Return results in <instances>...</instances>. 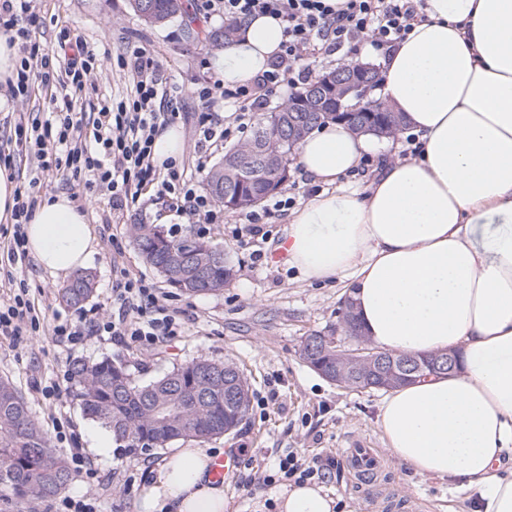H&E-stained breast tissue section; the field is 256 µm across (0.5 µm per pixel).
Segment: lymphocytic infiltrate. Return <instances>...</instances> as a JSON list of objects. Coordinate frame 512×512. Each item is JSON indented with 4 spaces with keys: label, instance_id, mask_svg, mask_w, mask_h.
<instances>
[{
    "label": "lymphocytic infiltrate",
    "instance_id": "obj_1",
    "mask_svg": "<svg viewBox=\"0 0 512 512\" xmlns=\"http://www.w3.org/2000/svg\"><path fill=\"white\" fill-rule=\"evenodd\" d=\"M196 8L233 25L253 15L274 17L283 25L284 39L269 70L250 83L200 89L192 158L159 165L153 143L176 117L184 89L163 80L154 54L141 45L119 55L118 64L130 74L132 87L104 102L93 121H86L77 111L76 96L97 69L94 49L79 37L60 42L55 52L41 47L30 41L23 25L30 0H0V33L18 42L13 96H27L36 78L56 89L48 117L19 118L5 145H0V166H11L20 153L36 161L28 189L15 196L12 229L0 245V279L11 290L0 301V337L15 342L40 329L35 302L14 271L28 256L24 226L35 210L43 177H62L86 195L109 192L112 209L119 213L137 203L151 186L192 223H220L221 215L201 185L213 149L231 131L246 129L270 96L300 90L321 59L362 40L377 49L392 46L424 19L417 0H197ZM223 104L234 107L225 124L216 118ZM112 308L113 318L94 329L65 322L56 325L54 332L74 342L91 331L105 333L117 343L142 346L181 333L178 313L169 308L165 295L129 271H121L112 283Z\"/></svg>",
    "mask_w": 512,
    "mask_h": 512
}]
</instances>
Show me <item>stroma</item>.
<instances>
[{
  "label": "stroma",
  "mask_w": 512,
  "mask_h": 512,
  "mask_svg": "<svg viewBox=\"0 0 512 512\" xmlns=\"http://www.w3.org/2000/svg\"><path fill=\"white\" fill-rule=\"evenodd\" d=\"M29 15L33 42L54 49L64 37L78 35L94 47L101 70L78 101L87 113L97 111L103 99L129 90L128 74L117 58L133 44L150 47L163 64L165 80L185 89L210 86L220 78L214 65L218 52L203 41L204 34L223 32L224 22L218 17L197 16L189 29L178 18L152 27L132 11L128 0H31ZM49 109L50 91L41 83H33L24 98L12 97L7 85L0 83V137L8 134L19 115L39 117ZM290 178L293 208L269 225L267 239L254 242L238 237L231 224L204 225V240L222 247L234 267L231 282L215 294L185 296L143 262L129 226L140 221L158 224L171 212L168 203L153 200L148 190L142 194L146 206H132L118 220L109 195L77 198L96 238V251L86 265L95 276L96 291L83 305H61L58 290L64 279L50 276L34 258H27L19 276L39 301L41 328L38 335L17 344L0 338V379L13 382L46 433H53L55 421L63 420L67 439L56 443V451L66 456L71 449H82L95 470L92 479L77 474L68 496L91 490L100 512H139L142 487L156 477L169 454L168 449L157 448L131 458L116 447H95L94 437L103 428L84 414L68 376L77 359L125 361L141 382L200 355L238 363L250 385L248 418L235 433L210 440L206 449L216 453L238 449L252 459L253 466L242 469L234 487L226 489L224 512H277L275 485L253 480L252 475L274 473L280 456L289 451L323 459L337 456L339 449L355 441L384 448L376 426L381 391L336 385L300 356L306 337L339 332L344 285L337 280L311 282L290 260L271 261V254L285 240L293 209L326 190L302 175L298 166H291ZM120 269L142 276L166 295L183 319L182 335L149 351L117 346L107 336H90L74 345L55 335L61 322L110 312L112 282ZM55 384L61 387L60 396L42 395V388ZM384 474L382 485L364 494L356 491L353 476L342 466L327 471L317 483L336 500L337 512H384L382 501L387 496L430 502L433 512H466L474 498L448 480L418 476L392 458Z\"/></svg>",
  "instance_id": "stroma-1"
}]
</instances>
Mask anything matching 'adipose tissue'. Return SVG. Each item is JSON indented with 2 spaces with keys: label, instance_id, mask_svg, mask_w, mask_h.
<instances>
[{
  "label": "adipose tissue",
  "instance_id": "adipose-tissue-1",
  "mask_svg": "<svg viewBox=\"0 0 512 512\" xmlns=\"http://www.w3.org/2000/svg\"><path fill=\"white\" fill-rule=\"evenodd\" d=\"M422 22L379 58L383 96L412 128L417 157L383 164L364 190L321 194L286 229L291 263L312 281H343L361 330L379 350H458L451 375L391 390L377 426L387 451L422 477L477 493L473 512H512V0H423ZM283 26L248 19L215 62L225 83L269 69ZM369 134L329 123L297 164L316 183L355 171ZM492 230L479 234L478 227ZM26 247L55 276L94 252L85 214L45 196ZM211 457L189 445L164 458L142 512H224ZM280 512H334L321 486L282 487Z\"/></svg>",
  "mask_w": 512,
  "mask_h": 512
}]
</instances>
